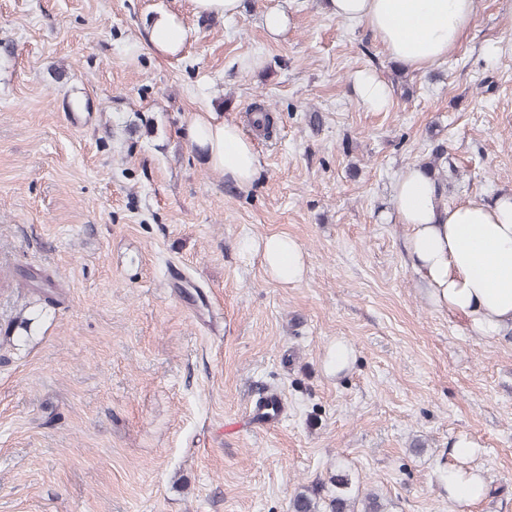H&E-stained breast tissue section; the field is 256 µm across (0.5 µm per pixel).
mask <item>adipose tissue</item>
I'll use <instances>...</instances> for the list:
<instances>
[{"label": "adipose tissue", "mask_w": 512, "mask_h": 512, "mask_svg": "<svg viewBox=\"0 0 512 512\" xmlns=\"http://www.w3.org/2000/svg\"><path fill=\"white\" fill-rule=\"evenodd\" d=\"M341 21L369 29L388 53L410 68H424L447 55L476 14V0H329ZM150 48L174 56L190 33L172 15H159L145 32ZM204 164L239 188L259 173L252 143L220 112H198L185 129ZM441 188L418 167L405 169L395 186L399 223L407 225L406 254L422 278L433 307L464 315L472 331L500 337L512 330V195L493 203L440 202ZM258 254L267 274L282 285L306 275L298 242L270 235L244 244Z\"/></svg>", "instance_id": "adipose-tissue-1"}]
</instances>
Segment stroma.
<instances>
[{
	"instance_id": "35a3bbf8",
	"label": "stroma",
	"mask_w": 512,
	"mask_h": 512,
	"mask_svg": "<svg viewBox=\"0 0 512 512\" xmlns=\"http://www.w3.org/2000/svg\"><path fill=\"white\" fill-rule=\"evenodd\" d=\"M273 2L205 18L192 0H0L14 48L0 55V336L38 307L34 285L55 299L34 336L0 348V512H288L340 458L392 512H512V338L429 304L394 209L438 139L448 203L512 193V0H479L382 112L350 85L358 70L391 80L382 44L326 0H288V34L269 40ZM160 13L191 32L171 58L144 41ZM259 100L269 137L249 123ZM211 109L253 143L249 188L183 137ZM272 234L304 249L301 283L242 251ZM176 264L216 333L169 288ZM339 340L351 354L334 374ZM269 395L281 420L255 421ZM460 439L473 455H455ZM452 466L496 496L449 498Z\"/></svg>"
}]
</instances>
